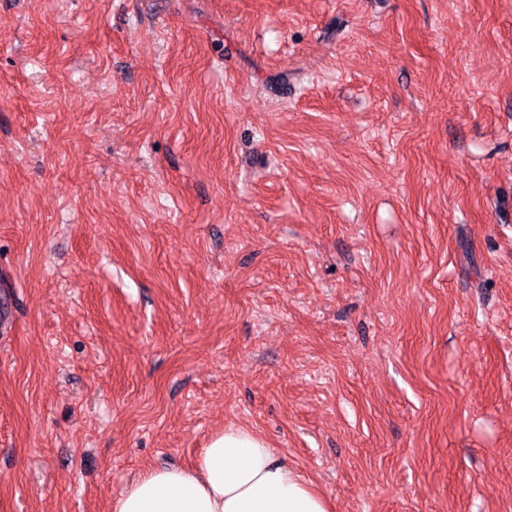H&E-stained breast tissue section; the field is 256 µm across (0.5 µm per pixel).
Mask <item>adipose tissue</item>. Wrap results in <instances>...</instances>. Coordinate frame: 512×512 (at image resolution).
Wrapping results in <instances>:
<instances>
[{"label": "adipose tissue", "mask_w": 512, "mask_h": 512, "mask_svg": "<svg viewBox=\"0 0 512 512\" xmlns=\"http://www.w3.org/2000/svg\"><path fill=\"white\" fill-rule=\"evenodd\" d=\"M112 512H331L327 498L245 428L213 435L187 467L144 473Z\"/></svg>", "instance_id": "adipose-tissue-1"}]
</instances>
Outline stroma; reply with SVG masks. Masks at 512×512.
<instances>
[{
	"label": "stroma",
	"mask_w": 512,
	"mask_h": 512,
	"mask_svg": "<svg viewBox=\"0 0 512 512\" xmlns=\"http://www.w3.org/2000/svg\"><path fill=\"white\" fill-rule=\"evenodd\" d=\"M228 426L512 512V0H0V512Z\"/></svg>",
	"instance_id": "35a3bbf8"
}]
</instances>
